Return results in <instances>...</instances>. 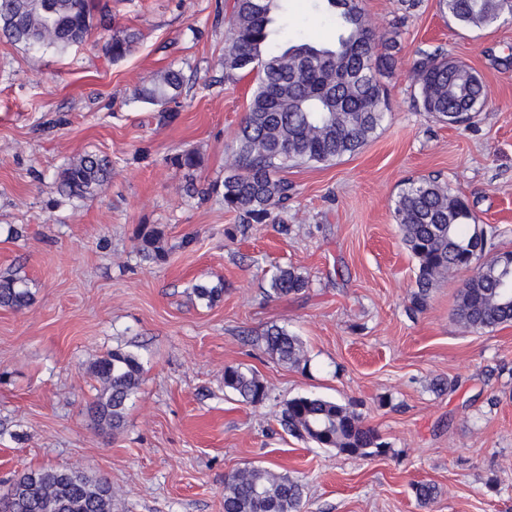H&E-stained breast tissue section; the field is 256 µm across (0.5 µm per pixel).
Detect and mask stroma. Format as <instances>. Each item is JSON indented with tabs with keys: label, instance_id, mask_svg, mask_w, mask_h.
Instances as JSON below:
<instances>
[{
	"label": "stroma",
	"instance_id": "obj_1",
	"mask_svg": "<svg viewBox=\"0 0 512 512\" xmlns=\"http://www.w3.org/2000/svg\"><path fill=\"white\" fill-rule=\"evenodd\" d=\"M106 3L115 28L140 35L117 61L98 30L62 55L0 37V276L26 278L34 295L23 310L0 308V491L23 472L77 465L111 481L112 512H224L225 478L255 463L303 483L302 512H512V325L475 333L456 321L463 271L411 312L415 261L393 213L403 182L437 177L495 227L498 251H512V17L468 28L437 0L409 11L363 0L399 47L383 79L386 120L356 154L288 169L286 208L242 234L221 195L187 196L168 162L192 149L200 186L224 178L254 87L220 64L232 0ZM274 29L283 46L334 36L323 14L297 5ZM435 49L490 89L470 126L413 103V62ZM168 67L186 84L167 122L133 92ZM87 152L111 157V179L93 199L60 197L58 173ZM153 228L168 250L159 266L136 254ZM279 267L307 276L308 289L267 298ZM200 281L223 282V298L200 304ZM274 325L304 342L306 371L264 353ZM117 348L139 357L143 376L112 432L87 407L99 394L93 364ZM228 366L259 374L269 399L251 406L225 390ZM438 378L453 388L435 391ZM306 394L354 405L386 454L288 436L282 404ZM417 481L439 487L431 506L415 499Z\"/></svg>",
	"mask_w": 512,
	"mask_h": 512
}]
</instances>
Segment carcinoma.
<instances>
[{
    "mask_svg": "<svg viewBox=\"0 0 512 512\" xmlns=\"http://www.w3.org/2000/svg\"><path fill=\"white\" fill-rule=\"evenodd\" d=\"M287 0H233L227 17L224 76L254 75L247 111L229 155L224 180L205 189L194 184L199 155L184 150L169 157L184 172L186 191L208 195L222 191L224 208L264 224L290 199L292 185L279 173L301 164H329L357 153L381 128L387 110V90L381 77L396 65L392 53L375 50L381 39L367 18L361 0H313L326 6L335 25L330 42L300 40L273 45L272 25ZM439 11L466 27L489 28L508 13L512 0H438ZM111 14L101 0H0V35L32 50L64 53L86 40L95 28H110ZM138 33L116 31L103 46L113 60L131 53ZM412 72L415 103L439 121L468 123L487 104L490 90L466 64L421 51ZM184 76L168 68L153 74L136 89L138 99L163 107L162 119L176 113L164 109L182 97ZM112 177V159L88 152L59 172L57 192L69 199L94 197ZM401 241L417 263L411 307L427 308L436 284L460 271L471 275L459 291L454 316L468 330L484 332L512 323V251L495 252L494 229L477 224L468 202L436 178L409 181L394 201ZM138 253L159 265L168 251L163 233L152 229L141 236ZM309 280L296 269L282 268L269 281V298L294 296ZM196 298L211 307L224 295V283L198 282ZM33 295L26 279L0 278V308L22 310ZM266 354L294 369H305L307 351L300 337L272 326L261 337ZM102 385L89 407L94 422L117 431L128 403L141 385L143 366L130 351L114 349L92 367ZM224 388L241 401L259 405L269 394L256 372L238 366L224 368ZM280 426L290 436L319 448L367 457L382 455L379 434L364 425L351 406L316 395L286 400ZM422 505L433 502L438 487L412 485ZM304 485L287 474L250 465L224 482V512H300ZM0 512H112V483L80 468H41L23 473L0 496Z\"/></svg>",
    "mask_w": 512,
    "mask_h": 512,
    "instance_id": "1",
    "label": "carcinoma"
}]
</instances>
